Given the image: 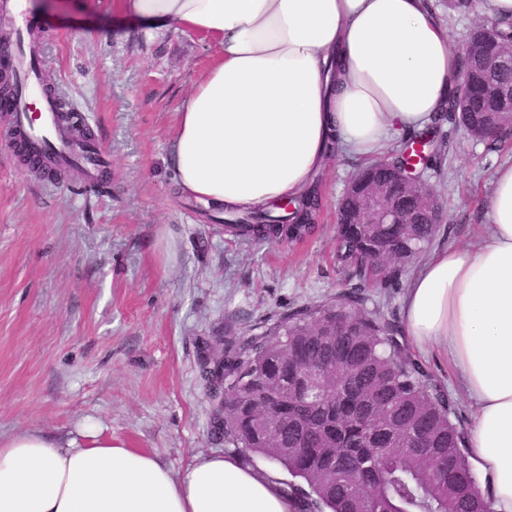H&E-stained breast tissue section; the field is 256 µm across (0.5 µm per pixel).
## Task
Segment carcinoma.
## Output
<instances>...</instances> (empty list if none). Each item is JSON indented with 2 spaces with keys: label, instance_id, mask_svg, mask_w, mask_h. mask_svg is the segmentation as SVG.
I'll use <instances>...</instances> for the list:
<instances>
[{
  "label": "carcinoma",
  "instance_id": "carcinoma-1",
  "mask_svg": "<svg viewBox=\"0 0 512 512\" xmlns=\"http://www.w3.org/2000/svg\"><path fill=\"white\" fill-rule=\"evenodd\" d=\"M512 43V20H500L484 44ZM460 81L435 122L477 135L488 98L512 82V62L496 75L464 50ZM410 160L390 148L357 172L362 184L386 179ZM315 176L307 192L269 202L227 221L250 243L313 236L323 208ZM336 265L352 287L334 304L305 306L250 336L207 345L198 378L209 397L213 434L247 458L262 456L291 476L284 492L299 512H491L476 492L456 405L430 388L425 366L400 344L398 322L363 308L364 292L398 281L433 241L436 224H356L354 196L343 197Z\"/></svg>",
  "mask_w": 512,
  "mask_h": 512
}]
</instances>
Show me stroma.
Wrapping results in <instances>:
<instances>
[{
	"instance_id": "obj_1",
	"label": "stroma",
	"mask_w": 512,
	"mask_h": 512,
	"mask_svg": "<svg viewBox=\"0 0 512 512\" xmlns=\"http://www.w3.org/2000/svg\"><path fill=\"white\" fill-rule=\"evenodd\" d=\"M38 14L42 71L83 118L110 165L108 191L81 172L31 174L8 145L0 110V442L38 430L74 436L86 423L181 470L196 453L223 452L197 378L203 341L246 336L259 323L337 300L336 213L360 164L337 154L325 170L317 235L246 244L225 213L179 192L166 159L177 112L219 53L203 35L147 36L116 22L115 0L86 10L26 0ZM456 43L481 23L456 0H432ZM449 147L426 173L442 208L431 247L470 248L486 233L491 173L512 161L447 129ZM468 427L474 408L447 359L409 343Z\"/></svg>"
}]
</instances>
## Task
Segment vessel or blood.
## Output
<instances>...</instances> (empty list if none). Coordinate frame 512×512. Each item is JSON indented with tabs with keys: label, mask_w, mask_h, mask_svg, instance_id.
Wrapping results in <instances>:
<instances>
[{
	"label": "vessel or blood",
	"mask_w": 512,
	"mask_h": 512,
	"mask_svg": "<svg viewBox=\"0 0 512 512\" xmlns=\"http://www.w3.org/2000/svg\"><path fill=\"white\" fill-rule=\"evenodd\" d=\"M28 24V17L23 15L0 16V64L15 69L21 85L18 97L5 104L25 133L20 146L26 156L41 159L47 166L64 169L76 166L86 181H94L105 164L99 145L83 138L59 135L52 98H45L38 121L29 117V100L40 91L41 64L38 57L24 48Z\"/></svg>",
	"instance_id": "b4317fda"
}]
</instances>
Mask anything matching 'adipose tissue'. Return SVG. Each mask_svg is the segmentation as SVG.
Returning a JSON list of instances; mask_svg holds the SVG:
<instances>
[{
    "label": "adipose tissue",
    "mask_w": 512,
    "mask_h": 512,
    "mask_svg": "<svg viewBox=\"0 0 512 512\" xmlns=\"http://www.w3.org/2000/svg\"><path fill=\"white\" fill-rule=\"evenodd\" d=\"M150 34L196 32L221 52L177 114L169 163L183 194L223 210L300 195L329 139L364 162L429 126L453 95L460 49L428 0H118ZM338 61L339 72L329 64ZM485 203L487 236L433 252L411 278L405 331L453 363L474 406L468 458L492 512H512V164ZM0 512H296L235 455L180 471L88 423L66 440L0 443Z\"/></svg>",
    "instance_id": "ef3b65f1"
}]
</instances>
